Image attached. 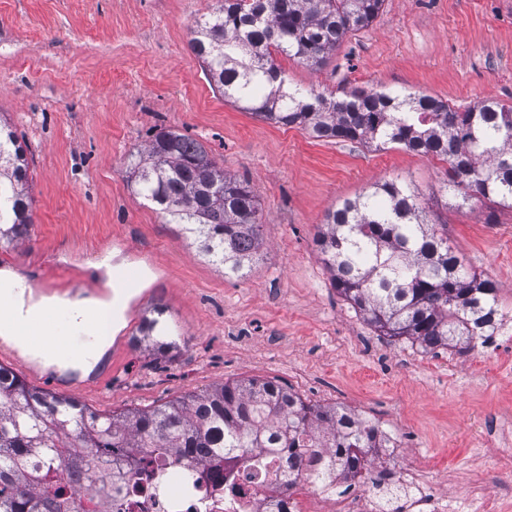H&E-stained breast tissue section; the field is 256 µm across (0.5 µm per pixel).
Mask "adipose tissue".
I'll use <instances>...</instances> for the list:
<instances>
[{"label": "adipose tissue", "instance_id": "1", "mask_svg": "<svg viewBox=\"0 0 512 512\" xmlns=\"http://www.w3.org/2000/svg\"><path fill=\"white\" fill-rule=\"evenodd\" d=\"M26 287L0 272V337L46 363L88 371L101 358L112 324L108 301L26 302Z\"/></svg>", "mask_w": 512, "mask_h": 512}]
</instances>
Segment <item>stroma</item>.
Returning <instances> with one entry per match:
<instances>
[{
    "mask_svg": "<svg viewBox=\"0 0 512 512\" xmlns=\"http://www.w3.org/2000/svg\"><path fill=\"white\" fill-rule=\"evenodd\" d=\"M216 0H0V119L26 142L33 226L0 246V270L47 295H97L99 269L140 276L102 362L59 374L60 394L109 414L241 379H272L399 433L398 464L464 496L512 456V356L485 362L379 335L333 286L315 245L326 213L374 183L420 195L467 267L512 313V209L443 194L445 161L311 138L225 100L192 53ZM292 83L340 98L356 87L424 93L464 109L512 105V0H385L317 69L284 55ZM201 142L249 181L264 219L246 277L225 276L136 194L127 168L151 135ZM163 306L175 356L139 342Z\"/></svg>",
    "mask_w": 512,
    "mask_h": 512,
    "instance_id": "obj_1",
    "label": "stroma"
}]
</instances>
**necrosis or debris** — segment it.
Here are the masks:
<instances>
[{
	"label": "necrosis or debris",
	"instance_id": "1",
	"mask_svg": "<svg viewBox=\"0 0 512 512\" xmlns=\"http://www.w3.org/2000/svg\"><path fill=\"white\" fill-rule=\"evenodd\" d=\"M319 458H289L287 453L265 454L259 464L232 465L225 471L223 483L202 480L190 493L156 494L150 500H139L121 493L119 504L104 501L102 512H446L447 501L431 494L407 493L410 477L393 470L390 485L404 487L396 498L382 496L375 473H362L352 478L345 489L337 486L320 488L308 478L320 467Z\"/></svg>",
	"mask_w": 512,
	"mask_h": 512
}]
</instances>
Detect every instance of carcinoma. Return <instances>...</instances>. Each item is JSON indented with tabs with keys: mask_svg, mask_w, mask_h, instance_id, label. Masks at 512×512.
Instances as JSON below:
<instances>
[{
	"mask_svg": "<svg viewBox=\"0 0 512 512\" xmlns=\"http://www.w3.org/2000/svg\"><path fill=\"white\" fill-rule=\"evenodd\" d=\"M195 22L192 52L224 97L274 124L311 137L402 148L448 162L445 191L512 208V106L486 99L462 112L429 95L356 88L343 99L286 85L274 55L317 67L345 37L372 24L384 0H218ZM138 195L186 225L200 251L241 277L261 243L262 221L248 182L224 175L204 146L162 128L131 163ZM26 159L13 132L0 142V242L32 226ZM316 244L336 291L382 336L425 352L476 347L497 314V283L468 267L426 218L407 185L379 182L327 214ZM141 333L168 353L174 340ZM379 426L351 410L309 404L271 380L227 381L153 409L102 415L28 386L0 365V512H83L84 502L124 484L139 493L199 484L196 464L286 448L327 456L308 475L328 484L379 457ZM94 448L95 462L85 449ZM65 468L67 481L57 473Z\"/></svg>",
	"mask_w": 512,
	"mask_h": 512,
	"instance_id": "cac0c4a2",
	"label": "carcinoma"
}]
</instances>
